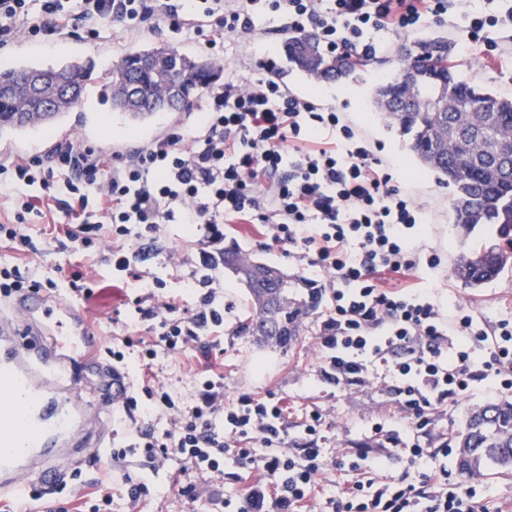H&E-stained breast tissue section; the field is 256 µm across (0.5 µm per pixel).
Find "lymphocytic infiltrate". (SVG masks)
Segmentation results:
<instances>
[{
  "label": "lymphocytic infiltrate",
  "instance_id": "1",
  "mask_svg": "<svg viewBox=\"0 0 512 512\" xmlns=\"http://www.w3.org/2000/svg\"><path fill=\"white\" fill-rule=\"evenodd\" d=\"M31 2L0 0V49L42 32L62 38L80 22L137 29L156 17L167 19L176 36H232L249 30L261 11L314 36L326 51L367 61L381 52L382 34L447 23L452 8L465 21L467 46L485 44L487 30L512 29V0H484L478 8L469 0H39L37 27L28 22ZM209 96L200 126L172 128L146 151L114 157L63 138L45 154L1 156L0 200L14 209L0 223V242L20 255L33 251L24 225L60 214L67 220L62 252L96 253L130 278L163 225L196 229L199 265L188 284L194 312L174 317L173 297H156L158 278L133 301L139 319L154 324L141 351L146 361L161 350L185 351L223 328L215 283L225 225H272L275 241L314 251L316 265L335 282L320 325L326 378L347 389L380 376L396 423L391 430L373 424L370 447L337 461L345 481L341 496L327 500L330 512H481L473 486L449 481L448 436L436 433L435 423L475 381L491 377L496 392H512V318L489 329L468 314L444 318L428 289L378 287L376 274L421 265L411 234L424 212L336 110L263 78L230 81ZM44 287L84 302L95 285L80 271L40 281L16 266L0 269L1 296ZM194 378L186 410L150 381L133 386L122 403L137 419L132 450L155 470L176 459L184 470L215 476L233 456L256 479L241 498L225 502L224 512H303L323 469L320 415L311 414L298 444L288 439L280 402L248 393L225 398L224 373L213 362ZM163 408L170 427L159 435L151 420ZM394 455L432 464L416 481L383 475Z\"/></svg>",
  "mask_w": 512,
  "mask_h": 512
}]
</instances>
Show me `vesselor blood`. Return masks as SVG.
Wrapping results in <instances>:
<instances>
[{"label":"vessel or blood","instance_id":"1","mask_svg":"<svg viewBox=\"0 0 512 512\" xmlns=\"http://www.w3.org/2000/svg\"><path fill=\"white\" fill-rule=\"evenodd\" d=\"M41 317L48 341L22 345L19 337ZM103 336L86 313L67 298L34 291L0 309V492L23 500L31 483L62 480L64 467H45L60 452L76 455L87 421L111 413L127 391L124 375L99 357ZM100 376L99 398L84 399L76 367Z\"/></svg>","mask_w":512,"mask_h":512}]
</instances>
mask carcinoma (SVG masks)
Segmentation results:
<instances>
[{
  "label": "carcinoma",
  "instance_id": "carcinoma-1",
  "mask_svg": "<svg viewBox=\"0 0 512 512\" xmlns=\"http://www.w3.org/2000/svg\"><path fill=\"white\" fill-rule=\"evenodd\" d=\"M289 68L313 82L348 80L362 61L325 51L317 41L294 32L282 42ZM403 67L372 92L373 112L408 147L417 163L448 186L455 226L469 238L480 224L498 227L502 243L466 248L454 274L467 288H479L512 270V96L500 95L461 77L448 39L434 36L401 47ZM95 62L67 60L0 71V136L55 121L75 110L88 84H101L116 101L136 86L126 114L144 119L174 100L189 112L196 99L219 80L223 65L168 45L130 52L111 75L95 72ZM224 272L247 288L250 309L242 329L262 343L288 347L304 318L316 309L315 296L298 299L301 278L256 258L231 243L224 247ZM458 474L473 480L512 473V399L471 409L455 434Z\"/></svg>",
  "mask_w": 512,
  "mask_h": 512
}]
</instances>
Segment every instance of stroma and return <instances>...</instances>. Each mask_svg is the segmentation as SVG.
Instances as JSON below:
<instances>
[{"instance_id": "obj_1", "label": "stroma", "mask_w": 512, "mask_h": 512, "mask_svg": "<svg viewBox=\"0 0 512 512\" xmlns=\"http://www.w3.org/2000/svg\"><path fill=\"white\" fill-rule=\"evenodd\" d=\"M463 24L462 17L452 16L444 25L429 23L416 31L390 36L377 59L368 62L354 79L338 84L313 83L305 74L289 70L281 51L267 52V45L281 42L288 31L284 21L270 14L256 16L248 33L224 38L222 46L216 48L205 45L192 35L174 37L161 19L134 31L126 30L122 23L108 22L95 35L82 27L67 38L66 49L62 52L57 51L55 43L42 38L13 44L0 51V70L20 65L50 66L71 58H90L95 60L98 72L102 73L111 69L113 63L128 52L166 43L184 53L209 57L223 64L221 79L225 82L241 77L260 78L267 74L278 77L290 92L312 97L317 106L341 112L346 122L365 138L375 158L397 166L402 190L427 214L428 222L420 247L425 255L436 258V266L423 268L419 276L411 275L405 279L393 273L382 274L379 279L381 287L388 288L403 280L411 284L419 282L431 289L442 311L459 309L491 323L498 318L512 316V271L479 288L464 287L455 277L453 263L465 244L452 221L448 189L439 185L429 172L421 170L417 175H410L409 170L414 163L410 161L404 143L374 117L370 107V93L374 85L382 77L401 68L396 55L399 44L434 33L445 35L455 43L461 38ZM452 58L460 64L468 80L496 93L512 95V63L486 53L474 55L459 50L453 51ZM208 108L209 99L203 96L194 111L161 112L149 119L133 122L111 103L103 101L98 88L91 87L65 121L0 136V155L43 154L55 140L67 136L122 154L137 147L150 146L170 128L197 125L201 112ZM27 232L38 248L37 253L21 260L14 252L0 247V265L22 264L38 278L53 276L58 266L68 273L77 269L86 272L102 286L99 296L87 307L95 328L110 338L127 335L134 342L151 339L150 322L122 327L108 321L114 311L125 310L128 301L139 294L138 281L113 286L108 268L95 267L90 260L60 253L57 242L46 234L44 225H28ZM224 239L237 244L244 256L260 258L317 285L325 283V273L300 260L295 248L273 242L267 225L228 224L224 227ZM172 246L183 252L188 259L187 264L166 266V250ZM197 259L194 239L186 228L180 224H167L162 229L157 254L137 263L136 268L141 279L160 276L166 283L167 292L176 293L184 288ZM220 287L226 307L222 335L194 344L183 355L158 353L145 375L166 387L179 406L186 407L192 403L197 369L206 358H219L224 363L226 396L232 398L251 393L264 397L271 394L281 399L285 406L288 437L300 442L305 439L306 417L311 412H318L321 416L318 445L329 466L318 477L319 489L313 506L314 512H326L327 496L341 492L339 476L331 468V461L353 454L364 445L371 423L389 425L386 396L373 381L343 391L324 379L318 333L331 305L329 297H322L316 313L304 321L297 343L285 350L260 343L242 331L240 322L249 307L245 288L228 276L224 277ZM492 386L489 380L473 383L466 397L449 405L447 415L438 422V431L455 434L471 408L495 400ZM93 458L89 450L81 455L76 465L78 474L68 479L65 494L80 497L91 492L95 483L111 482L112 512H219L216 500L235 498L244 493L254 479L253 473L239 469L233 459L228 458L224 461L225 473L222 476L190 475L195 492L188 498L174 489V475L162 473L151 476L147 462L140 456L127 455L116 463L111 473L94 463ZM123 474L135 481L153 477L159 486L158 495L136 505L130 504L127 488L119 480Z\"/></svg>"}]
</instances>
